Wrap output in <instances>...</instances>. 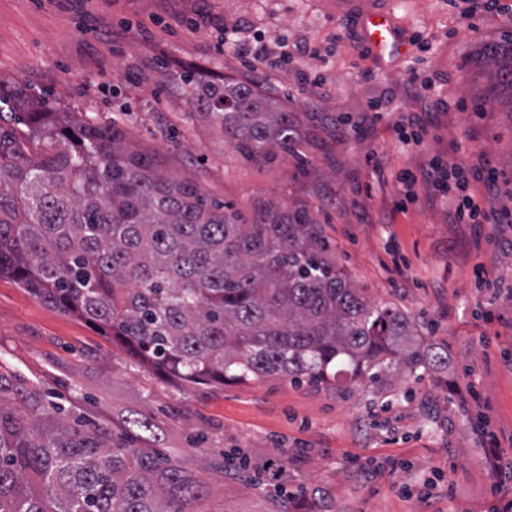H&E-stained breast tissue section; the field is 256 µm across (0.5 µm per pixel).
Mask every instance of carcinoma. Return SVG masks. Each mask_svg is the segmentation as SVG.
<instances>
[{"instance_id":"obj_1","label":"carcinoma","mask_w":512,"mask_h":512,"mask_svg":"<svg viewBox=\"0 0 512 512\" xmlns=\"http://www.w3.org/2000/svg\"><path fill=\"white\" fill-rule=\"evenodd\" d=\"M488 60L512 91V56ZM189 107L244 160L297 155L296 117L252 82L186 75ZM29 154L0 125V275L79 314L141 363L186 384L268 377L385 387L448 367L405 312L368 300L336 267L310 210L274 199L245 216L116 123L31 113ZM54 422L35 390L0 372V512H196L203 483L148 446Z\"/></svg>"}]
</instances>
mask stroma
<instances>
[{
    "label": "stroma",
    "mask_w": 512,
    "mask_h": 512,
    "mask_svg": "<svg viewBox=\"0 0 512 512\" xmlns=\"http://www.w3.org/2000/svg\"><path fill=\"white\" fill-rule=\"evenodd\" d=\"M410 37L393 62L363 56L354 12L336 0H0V85L25 88L47 111L124 125L167 171L194 178L212 199L251 214L260 201L310 206L332 259L367 299L415 320L448 366L392 387L293 384L280 378L185 385L134 362L116 338L0 276V365L55 404L130 445L125 419L148 417L158 449L208 487L211 512H254L235 470L209 463L245 451L263 489L289 512H490L512 499L484 453L494 436L512 454V223L452 224L451 202L425 181L398 208L396 176L427 160L501 174L474 184L481 203L512 209V95L486 49L507 32L483 15L470 29L448 0H386ZM244 26L287 53V65L250 68L217 51L220 24ZM312 45L316 59L301 57ZM373 72L362 80L361 70ZM258 83L295 112L297 156L247 164L192 112L181 78ZM429 80L414 94L410 75ZM484 109L462 112L459 91ZM382 114L364 118L369 101ZM417 115V146L394 126ZM495 280L497 294L478 279ZM467 405H460V397Z\"/></svg>",
    "instance_id": "stroma-1"
}]
</instances>
